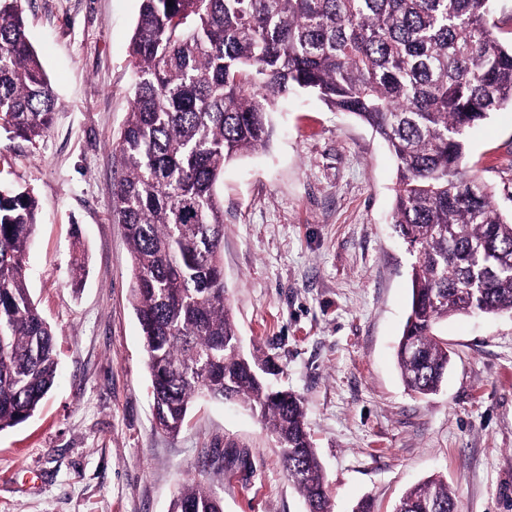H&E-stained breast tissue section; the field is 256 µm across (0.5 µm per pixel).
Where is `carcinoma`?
<instances>
[{"instance_id": "1", "label": "carcinoma", "mask_w": 512, "mask_h": 512, "mask_svg": "<svg viewBox=\"0 0 512 512\" xmlns=\"http://www.w3.org/2000/svg\"><path fill=\"white\" fill-rule=\"evenodd\" d=\"M19 3L0 0V128L33 142L55 99ZM491 10V0H140L112 215L131 251L156 428L178 433L201 396L237 401L276 438L308 512H332L302 399L273 389L237 344L215 191L226 164L268 145L271 114L300 90L372 128L396 160L392 224L413 257L397 349L407 389H439L442 321L512 313V217L482 180L460 175L468 130L512 107V42L489 27ZM38 220L31 190L0 185V432L30 418L57 375L55 332L27 286ZM229 455L251 467L246 449L207 451L212 462ZM169 512L224 506L194 481ZM396 512H456V495L431 479Z\"/></svg>"}]
</instances>
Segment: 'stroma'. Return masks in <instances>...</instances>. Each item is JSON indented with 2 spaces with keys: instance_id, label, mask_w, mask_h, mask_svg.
<instances>
[{
  "instance_id": "obj_1",
  "label": "stroma",
  "mask_w": 512,
  "mask_h": 512,
  "mask_svg": "<svg viewBox=\"0 0 512 512\" xmlns=\"http://www.w3.org/2000/svg\"><path fill=\"white\" fill-rule=\"evenodd\" d=\"M140 0H21L56 101L36 142L0 130V181L31 188L39 223L28 288L56 333L58 377L41 407L0 432V512H168L202 481L224 512H306L274 437L233 402L196 401L178 434L156 431L131 253L112 217L114 158L129 110L128 45ZM275 134L224 168V285L244 352L302 397L333 512L370 499L395 512L432 477L457 512H512V315L457 316L436 394L396 361L410 297L408 246L391 224L396 166L354 117L300 93ZM464 172L512 213V108L469 130ZM80 288L70 286L78 252ZM248 448L252 467L213 464Z\"/></svg>"
}]
</instances>
